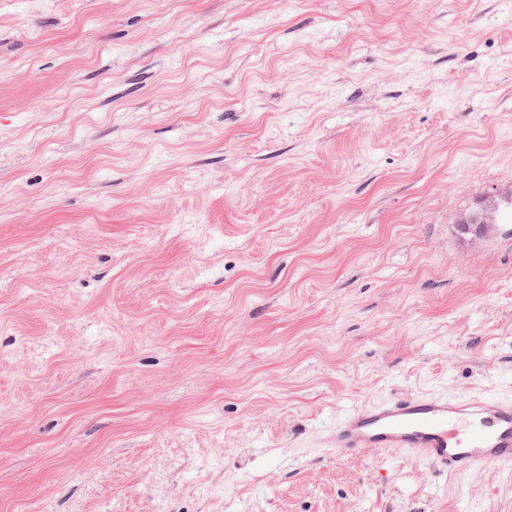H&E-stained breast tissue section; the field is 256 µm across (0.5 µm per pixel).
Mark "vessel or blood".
Instances as JSON below:
<instances>
[{
  "mask_svg": "<svg viewBox=\"0 0 512 512\" xmlns=\"http://www.w3.org/2000/svg\"><path fill=\"white\" fill-rule=\"evenodd\" d=\"M337 453L361 456L396 448L458 478L486 468L512 467V398L402 395L345 415L322 438Z\"/></svg>",
  "mask_w": 512,
  "mask_h": 512,
  "instance_id": "vessel-or-blood-1",
  "label": "vessel or blood"
}]
</instances>
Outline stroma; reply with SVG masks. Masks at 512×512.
Wrapping results in <instances>:
<instances>
[{"instance_id":"obj_1","label":"stroma","mask_w":512,"mask_h":512,"mask_svg":"<svg viewBox=\"0 0 512 512\" xmlns=\"http://www.w3.org/2000/svg\"><path fill=\"white\" fill-rule=\"evenodd\" d=\"M512 0H0V512H512L321 447L512 396ZM500 196V200L495 197ZM512 213V192L497 194L477 210L466 214L456 224L461 236L483 238L491 234L499 226L506 224L504 218Z\"/></svg>"}]
</instances>
